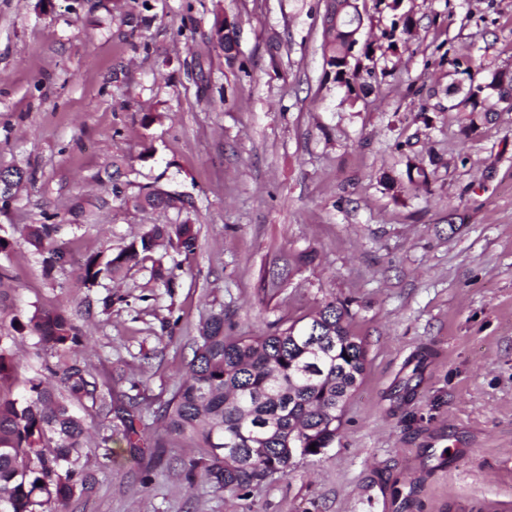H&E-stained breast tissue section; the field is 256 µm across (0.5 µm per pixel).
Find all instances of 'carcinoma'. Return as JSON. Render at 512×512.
<instances>
[{"instance_id":"1","label":"carcinoma","mask_w":512,"mask_h":512,"mask_svg":"<svg viewBox=\"0 0 512 512\" xmlns=\"http://www.w3.org/2000/svg\"><path fill=\"white\" fill-rule=\"evenodd\" d=\"M393 13L383 32L388 48L412 34L416 25L402 0H376ZM342 25L336 37L323 42L324 63L333 80L349 89L367 86L374 70L361 66L371 61L373 43L350 39L361 16L348 0H336ZM211 42L226 59L238 54L235 28L215 18ZM502 100L512 95V72L496 71L487 82L471 83L453 110L470 104L471 112L489 115L484 102L492 95ZM20 168L0 170V208L12 201L11 187L23 181ZM112 180V199L131 202L140 209H195L190 197L160 185L139 187ZM62 225L29 224L25 241L42 256L45 275L63 266L67 245L60 238ZM187 255L196 251L197 232L187 221L153 225L117 253L88 255L80 266L77 284L92 291L104 279H116L132 263L152 260V275L167 289L176 287L172 269L153 254L164 243ZM29 330L36 338V354L45 356L41 376L29 380L23 400L0 397V512H55L76 493L92 489L93 478L81 459L87 445L85 419L79 405L107 418L115 410L112 388L99 380L79 358L85 333L72 318L55 308L39 309L27 323L12 325ZM12 336H0V381L11 377L14 358ZM366 368L363 341L351 329L345 303L328 301L310 319L258 336H228L224 308L213 309L193 338L187 374L160 413L166 431L201 436L206 456L183 464L187 483L203 472L219 491H244L290 467L288 447L302 456H316L336 440L344 408ZM317 447L313 451L310 446Z\"/></svg>"}]
</instances>
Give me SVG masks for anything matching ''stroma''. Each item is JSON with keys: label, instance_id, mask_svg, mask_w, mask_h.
Segmentation results:
<instances>
[{"label": "stroma", "instance_id": "obj_1", "mask_svg": "<svg viewBox=\"0 0 512 512\" xmlns=\"http://www.w3.org/2000/svg\"><path fill=\"white\" fill-rule=\"evenodd\" d=\"M185 1L151 0L150 28L133 32L118 18L140 0H0V169L35 174L0 212L14 242L0 334L65 311L90 369L118 402L137 398L143 431L137 451L105 443L121 418L85 412L94 485L63 512H512V110L474 124L449 108L468 59L512 72V0H405L418 26L394 52L380 45L388 12L359 0L384 72L367 94L325 74L324 0ZM218 12L237 25L232 63L210 41ZM418 162L427 183L408 180ZM114 165L191 195L198 247H166L177 288L146 260L88 317L75 267L45 275L22 229L55 215L79 257L176 222L129 203L78 213ZM305 249L315 262L283 272ZM332 298L367 359L335 442L245 492L187 484L182 464L206 449L164 434L159 414L209 311L230 335H260ZM14 348L0 381L13 399L43 363L31 337Z\"/></svg>", "mask_w": 512, "mask_h": 512}]
</instances>
